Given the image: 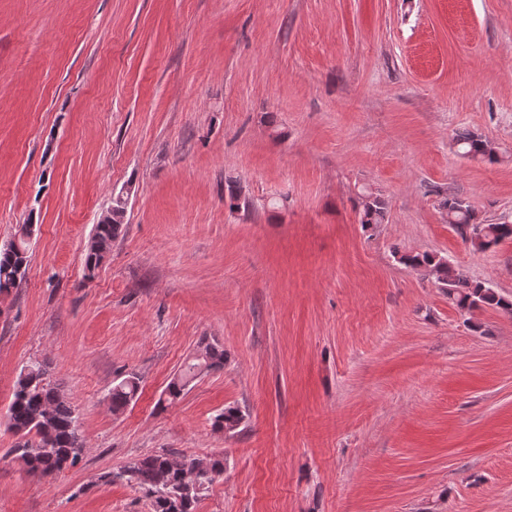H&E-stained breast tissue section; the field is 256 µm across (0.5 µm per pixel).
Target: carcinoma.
Listing matches in <instances>:
<instances>
[{
	"instance_id": "1",
	"label": "carcinoma",
	"mask_w": 512,
	"mask_h": 512,
	"mask_svg": "<svg viewBox=\"0 0 512 512\" xmlns=\"http://www.w3.org/2000/svg\"><path fill=\"white\" fill-rule=\"evenodd\" d=\"M456 152L467 159L495 161L498 152L486 138L467 130L453 138ZM369 201H361L359 224L368 228L387 220L385 200L369 194ZM448 224L477 251H485L505 239H512V222L483 223L477 221L472 205L459 197L443 200ZM125 207L112 206V216L104 217L95 225L85 252V266L90 272L101 264L120 235ZM28 243H9L0 248V293L18 287L27 265ZM399 262L407 267L423 270L432 275L448 292L457 309L470 313L485 306L501 308L512 313V302L499 296L482 282L472 281L448 261L429 252L403 255ZM202 359H193L181 370V377L173 378L165 387L158 404L172 402L184 395L183 378L198 370L208 373L224 368V350L202 343ZM138 381L126 376L113 383L108 393L112 411H123L135 398ZM243 415L233 407L217 414L212 422L216 432L233 433L242 423ZM8 429L16 437L7 455L22 464L26 473L38 477L52 476L79 461L84 443L75 409L66 401L58 387L49 380L47 365L36 362L24 367L15 383L13 399L7 411ZM224 475V457L206 459L161 452L133 460L122 470L102 476L110 483L114 478L125 481L146 492L151 500L152 512H196V506L209 486Z\"/></svg>"
}]
</instances>
